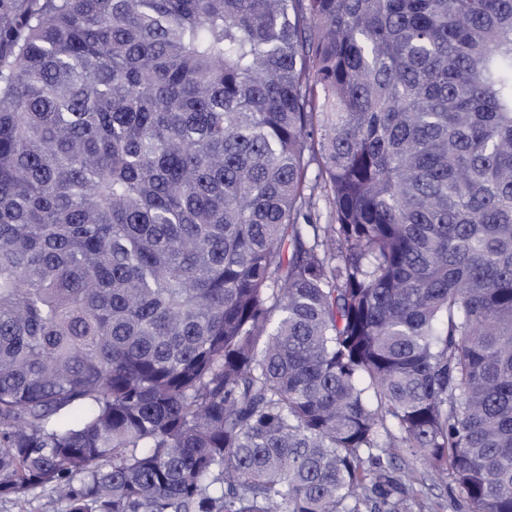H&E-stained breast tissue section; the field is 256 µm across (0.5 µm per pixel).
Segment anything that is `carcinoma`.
Listing matches in <instances>:
<instances>
[{"mask_svg": "<svg viewBox=\"0 0 512 512\" xmlns=\"http://www.w3.org/2000/svg\"><path fill=\"white\" fill-rule=\"evenodd\" d=\"M398 448L512 512V0H0V497L435 512Z\"/></svg>", "mask_w": 512, "mask_h": 512, "instance_id": "obj_1", "label": "carcinoma"}]
</instances>
